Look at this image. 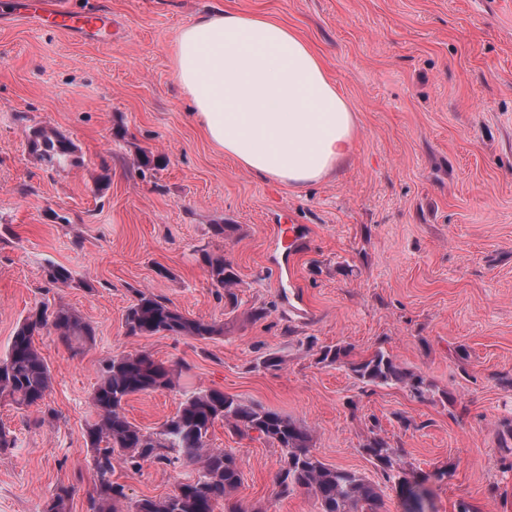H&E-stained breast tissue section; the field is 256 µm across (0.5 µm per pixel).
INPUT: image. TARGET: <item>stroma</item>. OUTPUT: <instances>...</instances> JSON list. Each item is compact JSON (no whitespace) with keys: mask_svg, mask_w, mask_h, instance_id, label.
Returning a JSON list of instances; mask_svg holds the SVG:
<instances>
[{"mask_svg":"<svg viewBox=\"0 0 512 512\" xmlns=\"http://www.w3.org/2000/svg\"><path fill=\"white\" fill-rule=\"evenodd\" d=\"M112 21V37L41 27L0 0V357L27 310L61 301L95 329L67 348L35 345L52 372L43 408L0 400L15 444L0 449V512H42L60 486L70 512L93 491L85 433L103 364L144 350L176 365L175 388L129 397L130 422L157 430L186 395L218 389L312 431L328 466L377 485L382 512H405L394 480L362 444L371 428L397 469L428 476L426 512H512V0H63ZM263 14L319 54L355 112L353 156L293 187L250 174L205 136L176 75L181 30L202 15ZM51 127L77 148L52 168L26 134ZM164 157L141 170V152ZM226 225L214 235L213 225ZM306 249L282 263L278 227ZM230 261L237 307L203 253ZM69 268L54 288L48 264ZM223 326L199 340L126 333L136 291ZM260 318H252V311ZM325 346L347 360L321 361ZM384 350L432 386L429 398L366 385L351 363ZM274 354L281 369L263 368ZM232 452L244 512H319L280 495L279 448L215 424ZM116 461L129 500L195 476Z\"/></svg>","mask_w":512,"mask_h":512,"instance_id":"35a3bbf8","label":"stroma"}]
</instances>
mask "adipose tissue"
<instances>
[{
  "label": "adipose tissue",
  "mask_w": 512,
  "mask_h": 512,
  "mask_svg": "<svg viewBox=\"0 0 512 512\" xmlns=\"http://www.w3.org/2000/svg\"><path fill=\"white\" fill-rule=\"evenodd\" d=\"M176 65L207 137L251 173L306 185L353 155L350 105L288 26L259 14L200 17L181 30Z\"/></svg>",
  "instance_id": "adipose-tissue-1"
}]
</instances>
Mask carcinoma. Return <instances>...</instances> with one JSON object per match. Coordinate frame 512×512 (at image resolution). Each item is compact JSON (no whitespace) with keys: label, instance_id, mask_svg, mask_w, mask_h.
Segmentation results:
<instances>
[{"label":"carcinoma","instance_id":"obj_1","mask_svg":"<svg viewBox=\"0 0 512 512\" xmlns=\"http://www.w3.org/2000/svg\"><path fill=\"white\" fill-rule=\"evenodd\" d=\"M30 150L48 165L76 161V146L65 135L44 126L29 129ZM208 275L224 297L235 305L234 288L239 279L231 263L221 256L203 254ZM48 283L56 288L71 286V271L58 264L46 268ZM127 334L188 336L207 340L224 333V328L184 315L168 300L137 291L126 315ZM51 329L58 340L70 347L74 342L91 341L95 330L67 305L42 302L27 312L16 329L5 356L0 358V397L19 406L40 407L52 384V373L33 338ZM366 384H394L423 399L429 385L424 378L402 366L390 354L376 351L370 358L351 366ZM174 369L146 351L120 354L101 369L99 382L91 394L95 421L87 428L94 481L87 499V512H123L125 486L112 479L113 461L123 459L133 466L150 461L165 466L199 465L198 475L177 484L168 495L143 498L130 512H240L232 493L242 474L233 453L209 444L210 430L222 422L239 434L256 432L283 452L278 486L286 495L297 488L314 495L320 512H380L383 501L378 489L353 472L329 467L311 451L308 428L277 411L244 404L216 389H204L186 396L176 414L159 430L146 432L131 423L124 413L125 400L135 394L173 389ZM363 450L385 470L393 468L394 452L377 433L363 444ZM419 479L397 476L400 489L407 492L406 512H424L427 492ZM71 488L61 486L45 503L43 512H67Z\"/></svg>","mask_w":512,"mask_h":512}]
</instances>
